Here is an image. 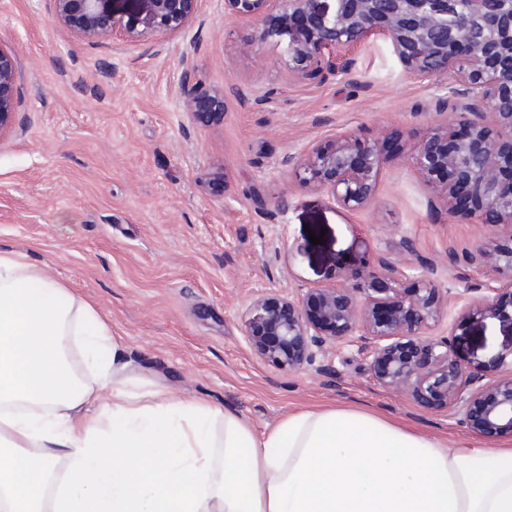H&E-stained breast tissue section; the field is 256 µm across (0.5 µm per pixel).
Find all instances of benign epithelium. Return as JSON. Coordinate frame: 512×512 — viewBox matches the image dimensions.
Instances as JSON below:
<instances>
[{
	"label": "benign epithelium",
	"instance_id": "1",
	"mask_svg": "<svg viewBox=\"0 0 512 512\" xmlns=\"http://www.w3.org/2000/svg\"><path fill=\"white\" fill-rule=\"evenodd\" d=\"M279 4L274 13L271 2ZM136 14L116 10L115 0H49L56 22L81 41L121 35L138 42L162 33L180 36L194 21L199 0H131ZM224 0V14L263 23L265 35L288 36V77L303 80L334 72L329 47L357 41L378 29L388 35L401 64L422 79L448 75L464 59L466 70L442 87L438 114L444 130L413 149L417 170L432 184L448 213L480 215L493 227L512 231V0ZM187 112L199 122L223 113L224 92L194 81L192 54L183 53ZM17 56L0 46V139L16 130L20 96ZM382 160L378 142L341 134L297 161L307 180L340 206L360 210L376 191ZM512 288V246L489 243L465 252ZM393 262L380 257L364 282L307 288L296 295L254 299L244 315L253 351L279 369L297 371L336 344L356 343L369 371L383 387L419 404L446 407L472 432H512V347L496 358L499 373L468 370L453 357L448 340H427L423 330L437 316L430 279L407 293L390 278ZM469 288L462 322L493 318L512 326V309L498 298Z\"/></svg>",
	"mask_w": 512,
	"mask_h": 512
}]
</instances>
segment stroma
<instances>
[{
  "label": "stroma",
  "instance_id": "obj_1",
  "mask_svg": "<svg viewBox=\"0 0 512 512\" xmlns=\"http://www.w3.org/2000/svg\"><path fill=\"white\" fill-rule=\"evenodd\" d=\"M261 32L225 15L224 0H200L178 38L92 44L60 26L47 0H0V44L17 55L22 89L17 130L0 140V252L25 255L90 301L134 374L233 411L256 435L336 407L451 444L473 437L447 409L379 385L357 346L296 372L253 352L243 326L253 299L338 285L382 256L405 289L436 267L440 314L425 336L448 340L463 366L492 365L512 346L498 320L457 321L470 286L499 285L466 249L512 242V231L449 215L415 169L413 144L441 121L435 84L403 68L379 31L334 50L351 75L292 81L283 43ZM189 46L196 80L224 92L216 122L185 110ZM342 133L389 144L359 212L296 166ZM476 440L512 448V433Z\"/></svg>",
  "mask_w": 512,
  "mask_h": 512
}]
</instances>
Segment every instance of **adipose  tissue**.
<instances>
[{
    "mask_svg": "<svg viewBox=\"0 0 512 512\" xmlns=\"http://www.w3.org/2000/svg\"><path fill=\"white\" fill-rule=\"evenodd\" d=\"M94 306L0 253V512H512V448L448 447L356 409L234 412L142 381ZM69 361L74 372L83 380L92 381V373L84 361V336H72L69 343Z\"/></svg>",
    "mask_w": 512,
    "mask_h": 512,
    "instance_id": "obj_1",
    "label": "adipose tissue"
}]
</instances>
